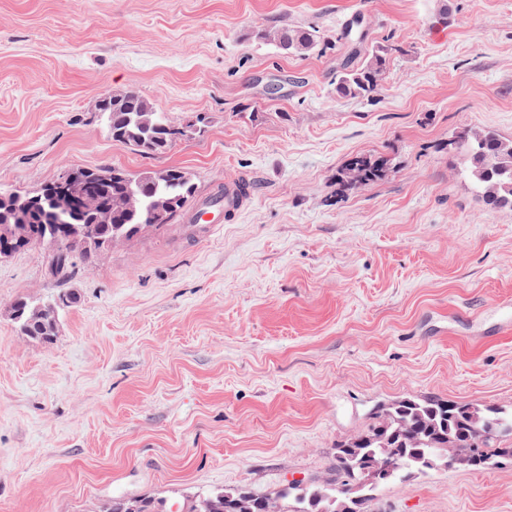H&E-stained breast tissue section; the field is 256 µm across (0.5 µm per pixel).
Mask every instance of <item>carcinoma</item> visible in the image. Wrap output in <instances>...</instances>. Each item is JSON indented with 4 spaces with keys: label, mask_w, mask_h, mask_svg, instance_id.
Returning <instances> with one entry per match:
<instances>
[{
    "label": "carcinoma",
    "mask_w": 512,
    "mask_h": 512,
    "mask_svg": "<svg viewBox=\"0 0 512 512\" xmlns=\"http://www.w3.org/2000/svg\"><path fill=\"white\" fill-rule=\"evenodd\" d=\"M252 36L276 48L284 55L307 56L321 44L319 31L302 26H269ZM399 46L373 45L358 62L343 65L336 81L339 97H369L377 92L386 72L389 57ZM112 140L147 155H162L180 143L201 135L206 127L202 117L193 125L186 118L172 120L154 109L153 104L134 90L99 99ZM459 136L466 138L461 149L448 148V155L460 164L488 206L512 207V140L492 130L469 128ZM389 170V160L361 153L349 156L336 178V197L343 198L382 180ZM143 185L140 204L134 212L119 205L124 191L120 181L98 182L89 186L93 202L80 223H86L100 209L112 210V223L99 227L92 236L73 237L59 231L52 236L43 230L50 223L44 199L55 182L43 184L29 194L40 207L41 217L32 225L30 240L15 249L21 252L42 244L50 248L52 273L64 275L74 265L93 262L113 248L112 226L119 224L129 242L141 234L160 229L183 215L195 202L194 176L179 167L134 173L125 171ZM39 300L21 297L14 301L13 323L32 340L50 344L56 332L35 313ZM372 423L351 442L336 445L335 478L308 484L287 483L276 497H267L248 489L233 492L208 490L198 492L187 503V512H360L366 501L368 485L362 482L357 462L369 465L396 457L400 468L395 479L405 480L415 471H427L426 461L440 464L443 455L455 465L472 471H486L512 460V445L495 446L485 437V427L498 435L512 434V409L475 408L440 398L406 397L380 405L371 413ZM162 502L149 497L108 500L98 512H163Z\"/></svg>",
    "instance_id": "obj_1"
}]
</instances>
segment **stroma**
<instances>
[{
	"label": "stroma",
	"mask_w": 512,
	"mask_h": 512,
	"mask_svg": "<svg viewBox=\"0 0 512 512\" xmlns=\"http://www.w3.org/2000/svg\"><path fill=\"white\" fill-rule=\"evenodd\" d=\"M0 0V191L82 167H180L197 203L245 175L234 221L166 225L68 274L37 245L0 260V512H98L199 491L276 494L333 477L337 443L406 396L512 406V208L448 156L470 127L512 139V0ZM318 30L283 57L259 26ZM357 26L359 41L336 34ZM399 45L373 97L341 98L354 51ZM204 113L149 157L112 141L99 97ZM388 156L344 198L348 155ZM55 341L7 308L59 289ZM371 512H512V461L378 487ZM162 501L144 498H125L108 500L100 504L98 512H164Z\"/></svg>",
	"instance_id": "obj_1"
}]
</instances>
